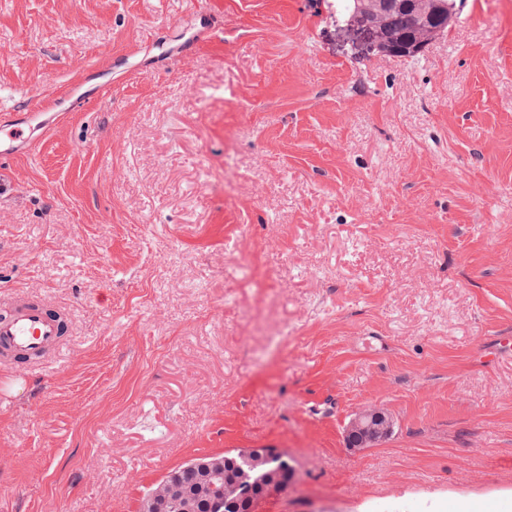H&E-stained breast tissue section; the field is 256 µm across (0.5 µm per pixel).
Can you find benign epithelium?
<instances>
[{"mask_svg":"<svg viewBox=\"0 0 512 512\" xmlns=\"http://www.w3.org/2000/svg\"><path fill=\"white\" fill-rule=\"evenodd\" d=\"M392 428V420L385 413L367 410L356 415L345 429V440L349 447L356 448L360 444L375 443L388 436ZM282 455L276 448H241L230 451L225 456H207L187 462L184 470L194 472L210 498L212 512H223L224 502L244 500L251 496L253 485L246 474L230 476L229 468L233 467L235 458L240 457L251 462L255 467L267 463L271 458ZM291 473L279 469L264 471L259 479V496L278 494L288 486ZM170 499L164 492L149 493L141 512H168Z\"/></svg>","mask_w":512,"mask_h":512,"instance_id":"1","label":"benign epithelium"}]
</instances>
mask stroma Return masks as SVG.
Wrapping results in <instances>:
<instances>
[{"label": "stroma", "instance_id": "1", "mask_svg": "<svg viewBox=\"0 0 512 512\" xmlns=\"http://www.w3.org/2000/svg\"><path fill=\"white\" fill-rule=\"evenodd\" d=\"M22 106L52 121L0 166V292L75 332L0 403V512H139L264 446L294 471L266 512H512L507 6L411 59L336 0H0ZM365 409L394 428L353 451Z\"/></svg>", "mask_w": 512, "mask_h": 512}]
</instances>
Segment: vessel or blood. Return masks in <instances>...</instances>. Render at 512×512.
Here are the masks:
<instances>
[{"label": "vessel or blood", "instance_id": "b4317fda", "mask_svg": "<svg viewBox=\"0 0 512 512\" xmlns=\"http://www.w3.org/2000/svg\"><path fill=\"white\" fill-rule=\"evenodd\" d=\"M42 113L0 116V161L33 150L45 129ZM72 324L61 308L22 292L0 296V366L26 380L54 366Z\"/></svg>", "mask_w": 512, "mask_h": 512}]
</instances>
